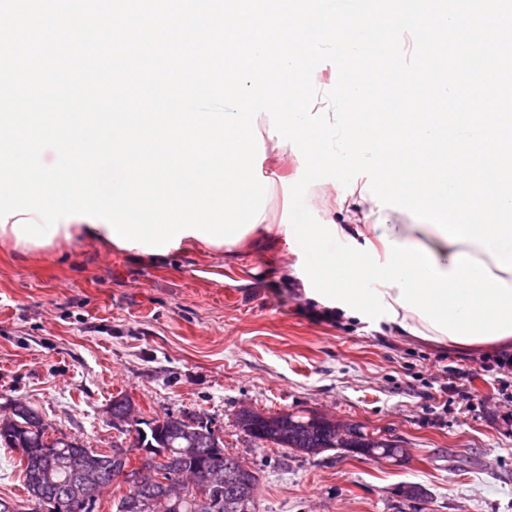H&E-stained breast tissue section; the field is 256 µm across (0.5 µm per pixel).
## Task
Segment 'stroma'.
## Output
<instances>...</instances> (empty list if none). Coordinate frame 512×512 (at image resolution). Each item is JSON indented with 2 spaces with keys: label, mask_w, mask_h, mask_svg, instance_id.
<instances>
[{
  "label": "stroma",
  "mask_w": 512,
  "mask_h": 512,
  "mask_svg": "<svg viewBox=\"0 0 512 512\" xmlns=\"http://www.w3.org/2000/svg\"><path fill=\"white\" fill-rule=\"evenodd\" d=\"M305 162H256L265 221H290ZM285 244L170 255L161 264L84 239L13 256L0 246V404L33 406L55 433L105 449L117 395L145 418L191 412L260 473L256 512H512V402L481 363L382 322L326 320L282 273ZM471 389L474 404L458 398ZM314 411L404 440L407 459L309 457L253 442L240 408ZM420 497H406L411 487Z\"/></svg>",
  "instance_id": "35a3bbf8"
}]
</instances>
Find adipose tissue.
I'll list each match as a JSON object with an SVG mask.
<instances>
[{"instance_id":"1","label":"adipose tissue","mask_w":512,"mask_h":512,"mask_svg":"<svg viewBox=\"0 0 512 512\" xmlns=\"http://www.w3.org/2000/svg\"><path fill=\"white\" fill-rule=\"evenodd\" d=\"M338 210L358 223L256 224L277 233L296 260L288 273L325 316L375 319L422 341L455 349L512 344V270L487 251L449 242L407 212L378 209L369 192H339Z\"/></svg>"}]
</instances>
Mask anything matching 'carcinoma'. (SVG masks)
Instances as JSON below:
<instances>
[{"mask_svg": "<svg viewBox=\"0 0 512 512\" xmlns=\"http://www.w3.org/2000/svg\"><path fill=\"white\" fill-rule=\"evenodd\" d=\"M39 419L41 415L26 404L18 424L0 426V447L19 452L26 499L16 512H38L35 504L41 501L53 503L54 512H98L100 501L86 503L73 489L85 446L71 445L56 454L46 451L44 433L31 429ZM236 423L265 446L309 456L334 448H363L393 460L401 448L396 438L370 433L359 423L340 431L310 411L264 414L243 409ZM136 433L145 453L138 465L131 464L129 448L114 447L112 454L100 455L97 475L103 488L124 470L134 477L112 503L115 512H142L138 503L155 498L165 500L162 512H256L259 473L224 452V440L214 436L209 420L200 416L190 425L167 413L142 420Z\"/></svg>", "mask_w": 512, "mask_h": 512, "instance_id": "1", "label": "carcinoma"}]
</instances>
